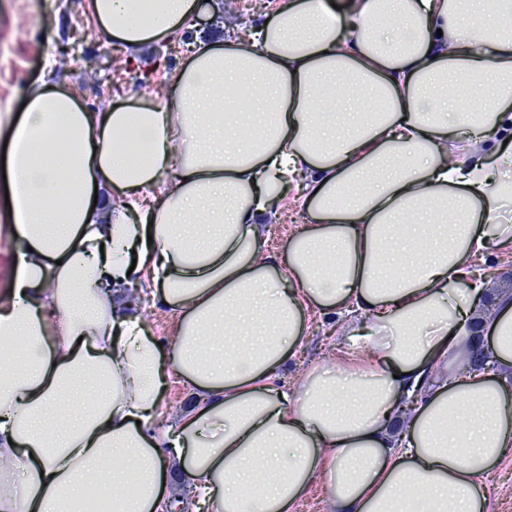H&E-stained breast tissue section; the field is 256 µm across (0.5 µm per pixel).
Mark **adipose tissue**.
<instances>
[{
  "mask_svg": "<svg viewBox=\"0 0 512 512\" xmlns=\"http://www.w3.org/2000/svg\"><path fill=\"white\" fill-rule=\"evenodd\" d=\"M140 3L86 9L134 55L198 11ZM0 126V343L25 340L0 356V512H95L91 485L112 512H293L318 487L330 512H488L512 295L478 349L473 263L512 254V0H276L197 42L163 98L33 88ZM292 188L305 223L273 252ZM313 312L357 320L334 369L280 387ZM175 379L191 405L163 424ZM7 225L8 224L2 223L0 219V291L6 288L11 274L8 252L11 248L12 241ZM141 310L148 328L154 335L161 337L168 335L172 316L167 310L152 308L146 298L143 299Z\"/></svg>",
  "mask_w": 512,
  "mask_h": 512,
  "instance_id": "adipose-tissue-1",
  "label": "adipose tissue"
}]
</instances>
